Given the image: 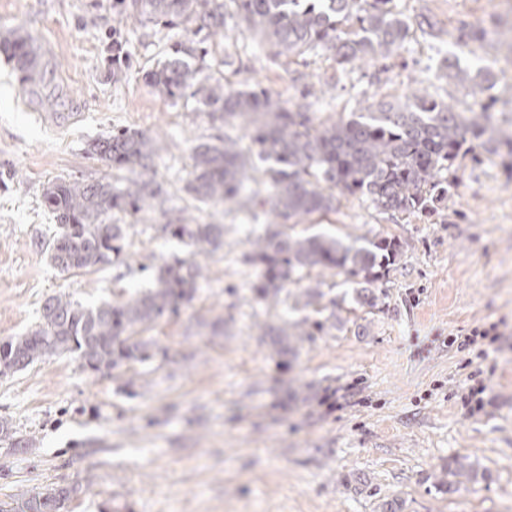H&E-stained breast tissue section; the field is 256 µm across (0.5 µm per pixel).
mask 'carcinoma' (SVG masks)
<instances>
[{
    "label": "carcinoma",
    "instance_id": "1",
    "mask_svg": "<svg viewBox=\"0 0 512 512\" xmlns=\"http://www.w3.org/2000/svg\"><path fill=\"white\" fill-rule=\"evenodd\" d=\"M238 14L259 30L282 55L300 57L331 47L340 64L376 61L390 56L408 33L394 11V0H232ZM226 0H113L112 11L128 7L147 19H164L193 34L224 35ZM0 53L13 61L31 93H40L44 67L36 41L17 27L0 33ZM206 50L180 41L173 56L148 73V83L172 100L192 99L225 119L245 122L247 137L259 159L267 164V179L249 174L251 162L239 141L224 136L219 144L201 143L192 152L188 190L204 203L226 205L261 199L274 220L252 241L250 261L259 267L252 284L256 297L281 303L280 294L316 269L359 277L352 296L355 304L375 308L379 297L371 285L395 265L400 243L379 238L356 247L327 234L290 236L277 222H299L324 215L336 207V191L368 201L383 212L432 215L442 210L454 181L448 173L456 162L479 148L492 151L491 141L506 140L482 108L458 112L425 95L404 102L379 101L348 120L317 127L306 110L283 107L264 90L224 89L222 78L202 75L192 60H204ZM448 78L483 90L490 73L477 76L448 68ZM85 153L116 171L135 172L114 182L104 178L85 182L57 177L43 188L41 205L52 214L56 229L46 242L50 263L62 273L98 268L123 254L121 225L108 224L114 211L137 213L155 199L160 188L145 177L156 143L131 129L106 134L87 144ZM174 238H187L194 247L191 260L154 265L146 291L116 302L85 305L66 295L49 297L38 321L19 336L0 339V376L14 374L50 357L74 355L89 372L118 369L130 361L147 362L156 355L155 343L143 333L177 307L190 301L199 288L202 268L196 261L221 244L222 224H168ZM336 329V312L321 320L286 322L278 332L282 351L309 336ZM76 487L49 486L17 502L20 512H62Z\"/></svg>",
    "mask_w": 512,
    "mask_h": 512
}]
</instances>
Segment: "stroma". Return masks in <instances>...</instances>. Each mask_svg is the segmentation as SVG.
Masks as SVG:
<instances>
[{"mask_svg": "<svg viewBox=\"0 0 512 512\" xmlns=\"http://www.w3.org/2000/svg\"><path fill=\"white\" fill-rule=\"evenodd\" d=\"M408 33L394 55L341 67L334 51L278 54L226 10L224 36L206 40L211 74L225 86L265 88L305 106L315 124L348 119L381 98L420 91L457 111L492 107L512 125V8L504 0H394ZM22 26L44 54L43 93L30 96L0 54V338L30 328L49 297L86 305L121 300L151 285L147 265L188 259V241L167 225L220 224L224 245L200 258L201 286L178 315L147 331L155 357L104 373L54 357L0 376V503L47 486H77L64 512H512V147L466 157L448 206L429 219L384 213L337 195L336 211L282 225L292 236L346 242L388 237L399 264L374 285L379 305L344 300L351 278L312 271L336 303L333 334L282 353L283 305L255 298L245 260L267 216L196 201L188 190L200 143L241 135L237 120L211 116L150 86L148 72L190 39L183 27L117 20L112 0H0V30ZM126 62L112 73V43ZM491 71L472 95L445 64ZM135 129L160 146L149 172L160 198L116 213L125 250L99 269L58 271L39 242L55 221L41 206L58 176L97 181L111 173L88 158L89 140ZM496 325L486 358L468 360L449 337ZM481 370L489 405L463 398ZM459 457L478 476L448 490Z\"/></svg>", "mask_w": 512, "mask_h": 512, "instance_id": "obj_1", "label": "stroma"}]
</instances>
